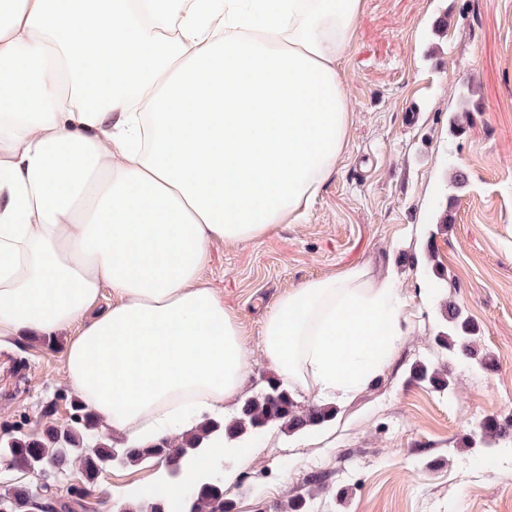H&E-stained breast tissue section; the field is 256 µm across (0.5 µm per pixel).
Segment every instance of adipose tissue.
Listing matches in <instances>:
<instances>
[{"label": "adipose tissue", "mask_w": 512, "mask_h": 512, "mask_svg": "<svg viewBox=\"0 0 512 512\" xmlns=\"http://www.w3.org/2000/svg\"><path fill=\"white\" fill-rule=\"evenodd\" d=\"M364 6L0 0V344L81 324L67 379L135 443L223 415L249 349L199 272L214 240L301 223L335 172ZM401 338L391 281L360 267L283 294L262 328L284 383L336 400Z\"/></svg>", "instance_id": "1"}]
</instances>
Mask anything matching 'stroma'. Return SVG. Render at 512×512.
Returning a JSON list of instances; mask_svg holds the SVG:
<instances>
[{
  "label": "stroma",
  "mask_w": 512,
  "mask_h": 512,
  "mask_svg": "<svg viewBox=\"0 0 512 512\" xmlns=\"http://www.w3.org/2000/svg\"><path fill=\"white\" fill-rule=\"evenodd\" d=\"M351 107L345 152L300 224L263 237L216 241L200 279L224 299L249 346L235 416L276 371L261 348L277 299L354 266L391 279L403 339L393 361L329 423L288 434L267 428L249 456L225 455L236 480L232 512H273L301 495L307 512H512V438L478 445L485 419H512V0H366L342 72ZM469 112L457 131L450 118ZM467 175L458 188L450 168ZM436 266L493 360L484 369L445 358L450 386L411 381L434 359L448 325L444 294L426 286ZM68 333L0 349V436L39 435L70 415ZM56 399L53 417L44 405ZM326 488L309 495L307 476ZM160 464L115 465L98 478L87 512L134 492L167 494Z\"/></svg>",
  "instance_id": "obj_1"
}]
</instances>
